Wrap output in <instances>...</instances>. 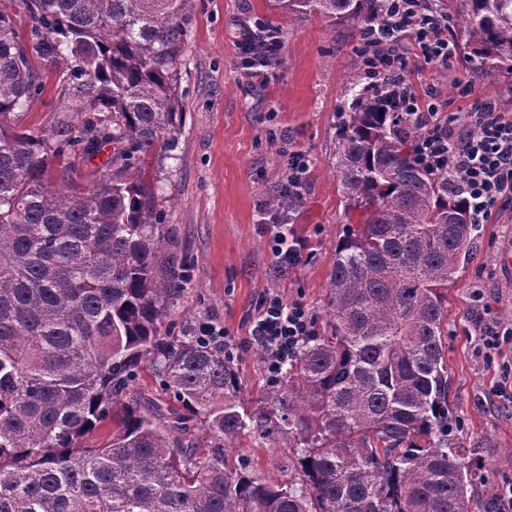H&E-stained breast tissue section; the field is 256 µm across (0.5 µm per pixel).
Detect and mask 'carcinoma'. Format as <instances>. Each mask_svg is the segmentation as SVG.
<instances>
[{
  "label": "carcinoma",
  "mask_w": 512,
  "mask_h": 512,
  "mask_svg": "<svg viewBox=\"0 0 512 512\" xmlns=\"http://www.w3.org/2000/svg\"><path fill=\"white\" fill-rule=\"evenodd\" d=\"M185 2L0 0V512H470L448 288L479 225L379 90H347L333 154L346 229L325 318L261 405L242 407L224 339L169 323L187 277L157 274L171 239L146 160L162 162L183 124ZM442 2L474 72L512 70V0ZM270 6L362 34L390 0ZM62 63L80 119L52 135L19 126L41 71ZM107 146L111 173L79 191L76 163ZM144 370L180 410L131 392ZM245 432L288 438V477L230 460Z\"/></svg>",
  "instance_id": "1"
}]
</instances>
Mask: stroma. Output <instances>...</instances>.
<instances>
[{
    "label": "stroma",
    "instance_id": "obj_1",
    "mask_svg": "<svg viewBox=\"0 0 512 512\" xmlns=\"http://www.w3.org/2000/svg\"><path fill=\"white\" fill-rule=\"evenodd\" d=\"M183 19L187 37L178 67L185 116L159 191L174 242L162 249L157 266L177 262L189 269L173 320L191 317L224 331L241 403L251 411L268 378L249 331L262 297L274 292L302 303L310 315L324 313L333 249L346 220L331 176L337 114L347 87L361 79V43L348 27L319 15L271 12L267 0H187ZM261 23L277 27L282 44L279 62L258 82L247 77L234 35ZM403 50L407 81L416 92L434 90L449 113L490 100L512 118V75L475 74L461 54L445 67L425 61L409 39ZM64 105L61 84L50 76L20 122L54 131ZM289 147L310 160L304 198L292 217L308 248L303 263L284 272L271 256L261 208L287 174L283 151ZM473 250L448 289L449 402L464 421L462 445L479 465L472 512H489L497 486L512 478V402L495 392L512 364V199L481 225ZM480 316L506 331L491 359L476 349ZM230 454L248 456L269 476L287 474V439L260 448L244 436Z\"/></svg>",
    "mask_w": 512,
    "mask_h": 512
}]
</instances>
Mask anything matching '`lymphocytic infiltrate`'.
Here are the masks:
<instances>
[{"instance_id":"obj_1","label":"lymphocytic infiltrate","mask_w":512,"mask_h":512,"mask_svg":"<svg viewBox=\"0 0 512 512\" xmlns=\"http://www.w3.org/2000/svg\"><path fill=\"white\" fill-rule=\"evenodd\" d=\"M391 2L393 12L385 22L390 36L373 30L362 38L365 75L383 94L395 98L402 124L421 128L418 155L422 166L436 174L453 172L471 223H486L506 193H512V119L489 102L451 117L441 111L434 96L420 97L405 78L408 64L401 39L411 37L424 59L443 65L455 56L456 46L448 38L447 21L432 14L424 0ZM269 221L275 263L285 269L297 268L306 249L304 239L290 233L286 211H272ZM311 330L312 319L303 305L271 294L259 305L250 334L273 366L290 357Z\"/></svg>"}]
</instances>
